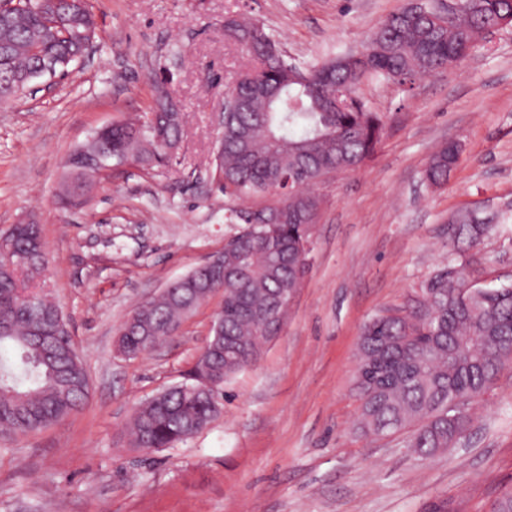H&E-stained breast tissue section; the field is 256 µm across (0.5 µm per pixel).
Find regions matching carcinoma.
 <instances>
[{"label": "carcinoma", "mask_w": 512, "mask_h": 512, "mask_svg": "<svg viewBox=\"0 0 512 512\" xmlns=\"http://www.w3.org/2000/svg\"><path fill=\"white\" fill-rule=\"evenodd\" d=\"M456 19L433 9L419 17L405 8L385 21L365 48L320 65H294L258 23L230 19L225 28L254 62L229 91L239 106L224 113V145L215 174L233 204L225 220L244 228L224 243L222 321L213 322L205 353L185 382L142 403L130 423L132 446L171 448L209 426L224 410V380L254 364L284 327L289 305L309 270L308 246L322 199L309 188L370 162L386 133V117L345 92L368 80L407 85L444 70L475 52L483 39L512 25V0H459ZM64 30L47 25L38 3L0 0V102L22 93L26 77L48 58L57 72L88 47L96 34L90 10L75 14L56 6ZM173 73L154 74L153 112L112 123L69 154L57 197L83 207L96 183L93 163L102 152L116 164L144 171L171 167L182 115L165 89ZM458 159V146L432 154L425 181L439 187ZM274 195L250 207L237 200ZM496 229L468 211L458 212L448 248L474 245ZM11 261H0V425L30 432L62 422L79 411L89 388L79 356H70L67 325L48 331L59 305L40 287L45 246L38 225L18 224L10 234ZM202 264L139 306L119 330L118 348L135 356L174 333L211 295L202 285ZM466 276L438 271L421 298L371 318L363 327L355 376L361 401L359 426L366 434L412 429L408 447L421 458L455 447L470 420V405L512 361V284L466 290Z\"/></svg>", "instance_id": "1"}]
</instances>
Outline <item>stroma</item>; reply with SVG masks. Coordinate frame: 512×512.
I'll use <instances>...</instances> for the list:
<instances>
[{
  "label": "stroma",
  "mask_w": 512,
  "mask_h": 512,
  "mask_svg": "<svg viewBox=\"0 0 512 512\" xmlns=\"http://www.w3.org/2000/svg\"><path fill=\"white\" fill-rule=\"evenodd\" d=\"M97 34L65 78L0 104V235L41 227L46 286L87 371L83 407L31 433H0V512H489L512 488V367L478 401L467 437L423 460L407 432L358 428L354 365L364 324L408 306L448 263V217L512 202V28L454 67L360 94L387 117L365 167L317 186L324 201L310 269L278 339L224 385V413L149 455L133 449L135 408L182 383L223 292L151 352L116 353L126 317L239 232L214 177V117L226 81L251 66L228 17L264 25L289 61L362 50L408 0H91ZM169 68L183 114L172 168L114 167L81 209L55 194L70 151L101 127L150 111L151 78ZM461 146L446 184L423 172L442 144ZM470 278L512 282V224L464 247Z\"/></svg>",
  "instance_id": "35a3bbf8"
}]
</instances>
